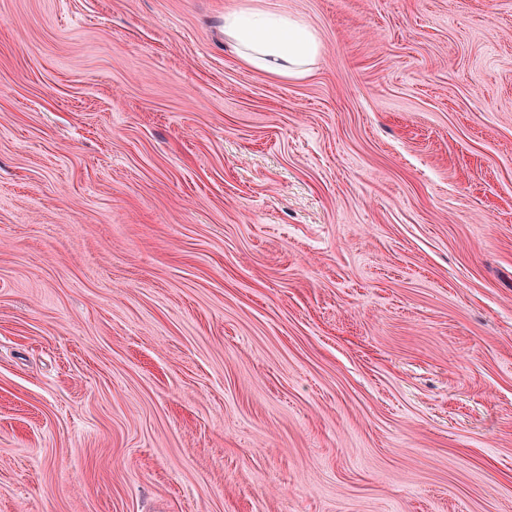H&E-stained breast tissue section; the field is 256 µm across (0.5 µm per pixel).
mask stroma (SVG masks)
Returning <instances> with one entry per match:
<instances>
[{"mask_svg":"<svg viewBox=\"0 0 512 512\" xmlns=\"http://www.w3.org/2000/svg\"><path fill=\"white\" fill-rule=\"evenodd\" d=\"M0 512H512V0H0ZM224 34L243 48V59L261 72L302 75L319 52L313 28L290 15L232 12L224 16Z\"/></svg>","mask_w":512,"mask_h":512,"instance_id":"35a3bbf8","label":"stroma"}]
</instances>
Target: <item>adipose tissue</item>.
<instances>
[{
    "instance_id": "1",
    "label": "adipose tissue",
    "mask_w": 512,
    "mask_h": 512,
    "mask_svg": "<svg viewBox=\"0 0 512 512\" xmlns=\"http://www.w3.org/2000/svg\"><path fill=\"white\" fill-rule=\"evenodd\" d=\"M224 32L241 46L243 59L261 72L304 74L319 52L313 28L290 15L232 12L224 17Z\"/></svg>"
}]
</instances>
